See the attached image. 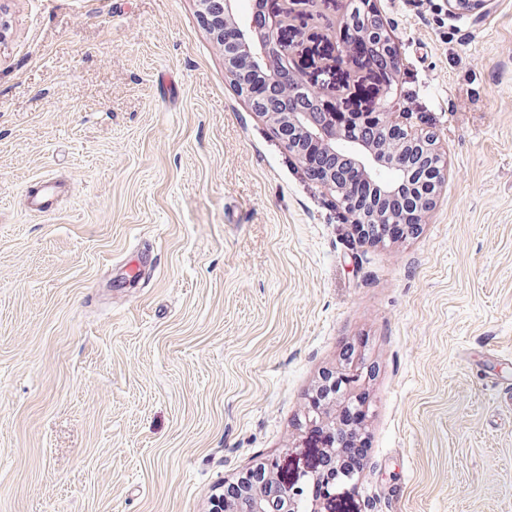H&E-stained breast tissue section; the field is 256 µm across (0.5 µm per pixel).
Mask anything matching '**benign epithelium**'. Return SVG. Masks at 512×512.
<instances>
[{"instance_id":"7a95c632","label":"benign epithelium","mask_w":512,"mask_h":512,"mask_svg":"<svg viewBox=\"0 0 512 512\" xmlns=\"http://www.w3.org/2000/svg\"><path fill=\"white\" fill-rule=\"evenodd\" d=\"M199 15L207 24L213 38L224 45V74L238 90H246L251 74L266 71L271 77V96L274 105L251 101V106L271 125L284 148L309 168L314 153H322L333 164L318 173L317 182L336 193L353 218L369 213L373 219L392 226L402 222L419 224L423 214L435 204L437 188L427 178L435 175L428 167L429 158L437 155L435 139L425 134H409L404 121L389 111L387 99L393 93V73L398 69V45L387 31V20L376 9L373 0H366L365 11L376 28L357 35L362 45L343 48L348 60L360 56L371 60L377 68L376 95L382 98L376 116L380 118L377 141L353 137L342 127V120L366 119L368 113L359 112V105L369 108L374 100L360 96L358 88L338 86L331 95H318L311 83L298 69L289 70L288 77L280 76L281 65H289L295 54L294 40L290 36L291 5H302L305 12H320L324 0H270L266 35L255 34L252 20L235 18V0H196ZM490 0H447L448 15L460 16L483 10ZM238 33L235 42H224V27ZM349 157L362 170L366 180L380 192L381 197L409 194V209L413 215L398 214L376 202L351 208L347 184L338 170L341 157ZM363 368L354 357H345L339 373H327L313 397L319 404L312 406L305 416L308 428L307 443L316 449L312 466L297 471L292 477L283 473L282 459L278 455L261 458L237 478L231 496L215 495L210 500L209 512H295L305 480L322 486L319 494L311 498L309 512H335L337 490L345 489L346 482L337 478L343 463L336 450V434L343 430L337 415L353 404L352 393L359 386Z\"/></svg>"}]
</instances>
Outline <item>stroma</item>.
<instances>
[{"label":"stroma","instance_id":"obj_1","mask_svg":"<svg viewBox=\"0 0 512 512\" xmlns=\"http://www.w3.org/2000/svg\"><path fill=\"white\" fill-rule=\"evenodd\" d=\"M374 3L447 177L371 244L196 0H0V512H208L350 345L370 445L337 512H512V0ZM346 6L294 34L316 83L366 76ZM43 176L60 194L27 213Z\"/></svg>","mask_w":512,"mask_h":512}]
</instances>
